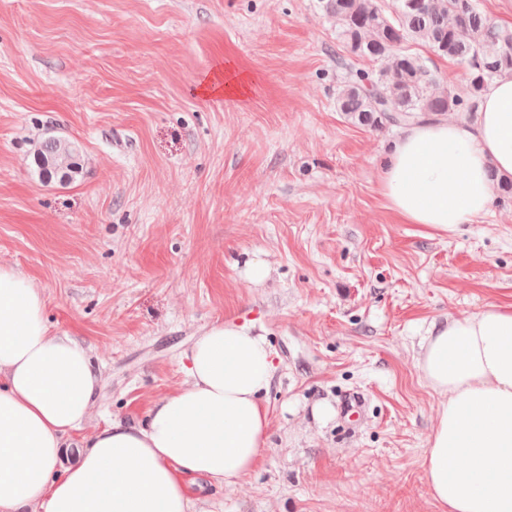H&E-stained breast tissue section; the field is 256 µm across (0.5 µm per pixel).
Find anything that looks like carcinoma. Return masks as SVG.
Listing matches in <instances>:
<instances>
[{"label": "carcinoma", "instance_id": "1", "mask_svg": "<svg viewBox=\"0 0 512 512\" xmlns=\"http://www.w3.org/2000/svg\"><path fill=\"white\" fill-rule=\"evenodd\" d=\"M336 22L347 57L368 59L376 69L352 67L337 94L340 112L369 127H403L448 112L470 115L490 82L512 75V29L493 22L476 0H321ZM421 40L434 52L461 63L469 74L465 95H435V78L404 43ZM45 183L71 182L79 172L77 148L48 137L35 156Z\"/></svg>", "mask_w": 512, "mask_h": 512}]
</instances>
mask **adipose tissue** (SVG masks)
Returning a JSON list of instances; mask_svg holds the SVG:
<instances>
[{"instance_id": "1", "label": "adipose tissue", "mask_w": 512, "mask_h": 512, "mask_svg": "<svg viewBox=\"0 0 512 512\" xmlns=\"http://www.w3.org/2000/svg\"><path fill=\"white\" fill-rule=\"evenodd\" d=\"M492 172L512 178V76L488 86L475 120L407 126L380 193L404 223L446 238L488 212ZM45 311L40 288L0 268V512H190L193 478L222 485L254 471L276 366L265 335L232 320L193 343L188 387L155 399L141 422L98 429L60 468L99 378ZM416 367L439 398L421 460L438 512H512V303L432 326Z\"/></svg>"}]
</instances>
